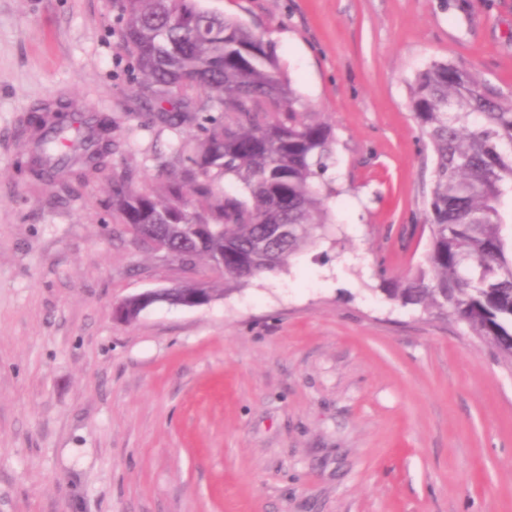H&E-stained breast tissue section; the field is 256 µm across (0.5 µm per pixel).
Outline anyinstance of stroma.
Instances as JSON below:
<instances>
[{
  "mask_svg": "<svg viewBox=\"0 0 512 512\" xmlns=\"http://www.w3.org/2000/svg\"><path fill=\"white\" fill-rule=\"evenodd\" d=\"M268 43L336 152L316 246L208 305L108 206L199 135L143 105L123 0H0V512H512V364L386 288L424 258L431 161L409 85L434 60L512 102V0H201ZM108 113L89 182L15 172L28 112ZM172 288H178V286L157 290H148L130 296L113 307L112 318L118 322L124 323L128 322V319L131 317L138 319L143 312H145L154 304L160 302L161 296L165 290H170ZM191 288H196L195 293L184 297L186 293L191 292ZM212 289L213 288H198L195 283L183 285L174 291H169L166 297L171 302H175L182 297L184 298H182V300L179 302L167 303L185 308H194L208 305L215 299V294Z\"/></svg>",
  "mask_w": 512,
  "mask_h": 512,
  "instance_id": "obj_1",
  "label": "stroma"
}]
</instances>
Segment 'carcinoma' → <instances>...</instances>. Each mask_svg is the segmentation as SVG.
I'll return each mask as SVG.
<instances>
[{
	"mask_svg": "<svg viewBox=\"0 0 512 512\" xmlns=\"http://www.w3.org/2000/svg\"><path fill=\"white\" fill-rule=\"evenodd\" d=\"M123 42L147 81L149 110L179 125L199 121L202 137L180 170L154 191L112 181L110 204L129 232L158 236L194 263L224 260L225 289L281 269L313 246L328 224L324 180L336 138L315 121L261 36L200 0H124ZM178 101L179 111L163 104ZM410 108L433 162L422 223L424 261L389 296L437 316L453 315L512 362V104L491 97L470 69L433 61L413 82ZM224 113V121L213 116ZM112 120L93 113L87 160L68 171L86 182L109 164ZM235 185L239 194L219 190ZM208 224L197 241L178 230ZM292 228L288 238L275 229Z\"/></svg>",
	"mask_w": 512,
	"mask_h": 512,
	"instance_id": "carcinoma-1",
	"label": "carcinoma"
}]
</instances>
